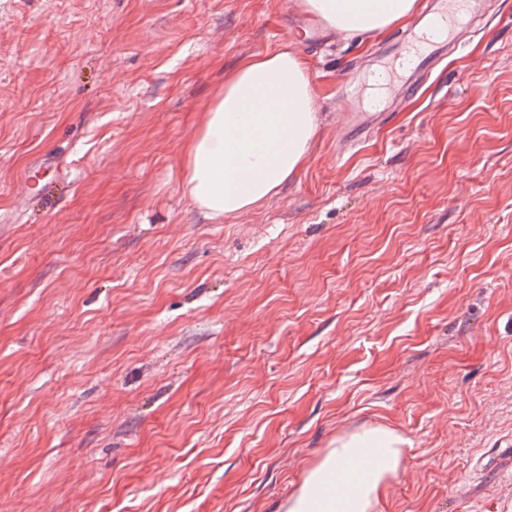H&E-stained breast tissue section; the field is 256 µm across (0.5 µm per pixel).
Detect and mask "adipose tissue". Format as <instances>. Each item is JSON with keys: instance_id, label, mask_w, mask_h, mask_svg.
Masks as SVG:
<instances>
[{"instance_id": "1", "label": "adipose tissue", "mask_w": 512, "mask_h": 512, "mask_svg": "<svg viewBox=\"0 0 512 512\" xmlns=\"http://www.w3.org/2000/svg\"><path fill=\"white\" fill-rule=\"evenodd\" d=\"M340 33L383 34L416 0H304ZM319 123L308 68L278 49L248 60L224 82L185 152L183 194L209 219L238 215L275 196L305 165ZM409 441L385 426L340 436L283 512H373Z\"/></svg>"}]
</instances>
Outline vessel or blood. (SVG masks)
Returning <instances> with one entry per match:
<instances>
[{
    "instance_id": "vessel-or-blood-1",
    "label": "vessel or blood",
    "mask_w": 512,
    "mask_h": 512,
    "mask_svg": "<svg viewBox=\"0 0 512 512\" xmlns=\"http://www.w3.org/2000/svg\"><path fill=\"white\" fill-rule=\"evenodd\" d=\"M489 0H427V6L415 19L403 45H383L375 58L405 59L410 63L405 73L388 70L392 104L410 102L418 94L425 77L470 33L473 23L485 15ZM379 112L365 107L359 92L350 94V110L344 116L350 142L357 143L377 125Z\"/></svg>"
}]
</instances>
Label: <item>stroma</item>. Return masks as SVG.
I'll return each instance as SVG.
<instances>
[{"mask_svg":"<svg viewBox=\"0 0 512 512\" xmlns=\"http://www.w3.org/2000/svg\"><path fill=\"white\" fill-rule=\"evenodd\" d=\"M302 0H0V512H279L336 438L410 439L374 512H512V0L346 147L388 33ZM305 60L298 177L221 222L185 150L227 73ZM63 160L50 192L19 185ZM350 110L344 115L349 141L358 143L371 128L378 124L381 113L365 107L359 92L350 93Z\"/></svg>","mask_w":512,"mask_h":512,"instance_id":"1","label":"stroma"}]
</instances>
